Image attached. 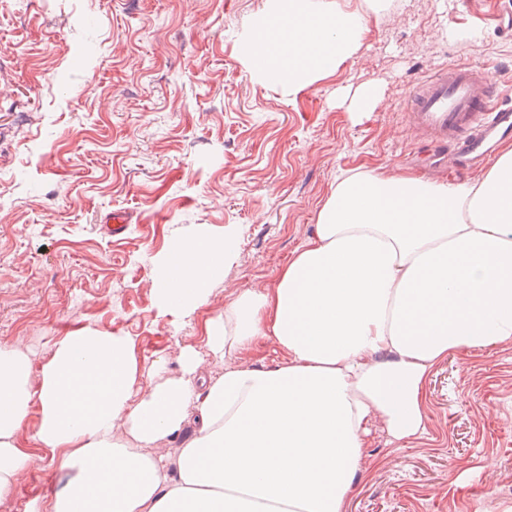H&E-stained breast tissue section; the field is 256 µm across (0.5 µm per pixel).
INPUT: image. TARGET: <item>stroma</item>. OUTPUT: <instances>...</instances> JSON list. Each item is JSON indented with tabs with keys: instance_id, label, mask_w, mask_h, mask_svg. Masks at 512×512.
<instances>
[{
	"instance_id": "obj_1",
	"label": "stroma",
	"mask_w": 512,
	"mask_h": 512,
	"mask_svg": "<svg viewBox=\"0 0 512 512\" xmlns=\"http://www.w3.org/2000/svg\"><path fill=\"white\" fill-rule=\"evenodd\" d=\"M262 7L0 0V344L23 341L40 365L90 325L179 376L181 347L201 346L231 291L268 284L302 247L337 176L362 162L429 173L404 116L417 81L475 62L512 101V0H386L360 53L293 100L243 63ZM367 82L381 100L360 120L336 90ZM115 212L129 218L118 238ZM228 227L239 252L208 302L159 309L151 278L169 243ZM424 391L420 438L373 425L346 512H512V342L449 352Z\"/></svg>"
}]
</instances>
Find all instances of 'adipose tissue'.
Here are the masks:
<instances>
[{"instance_id":"ef3b65f1","label":"adipose tissue","mask_w":512,"mask_h":512,"mask_svg":"<svg viewBox=\"0 0 512 512\" xmlns=\"http://www.w3.org/2000/svg\"><path fill=\"white\" fill-rule=\"evenodd\" d=\"M368 18L329 0H265L243 48L253 78L296 96L361 50ZM236 229L173 241L156 305L206 303ZM512 342V142L458 182L361 164L337 176L304 245L271 284L233 291L205 323L224 372L143 364L131 341L72 331L41 369L0 345V504L27 474L71 477L28 512H346L374 423L423 435L424 384L449 352ZM280 353L252 363L257 348ZM38 415L34 437L25 431ZM194 422L183 447H161Z\"/></svg>"}]
</instances>
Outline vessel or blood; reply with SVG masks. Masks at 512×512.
Here are the masks:
<instances>
[{
    "label": "vessel or blood",
    "instance_id": "1",
    "mask_svg": "<svg viewBox=\"0 0 512 512\" xmlns=\"http://www.w3.org/2000/svg\"><path fill=\"white\" fill-rule=\"evenodd\" d=\"M418 133L468 169L486 158L489 132L512 131V104L498 99L487 68L467 62L432 71L407 99Z\"/></svg>",
    "mask_w": 512,
    "mask_h": 512
}]
</instances>
